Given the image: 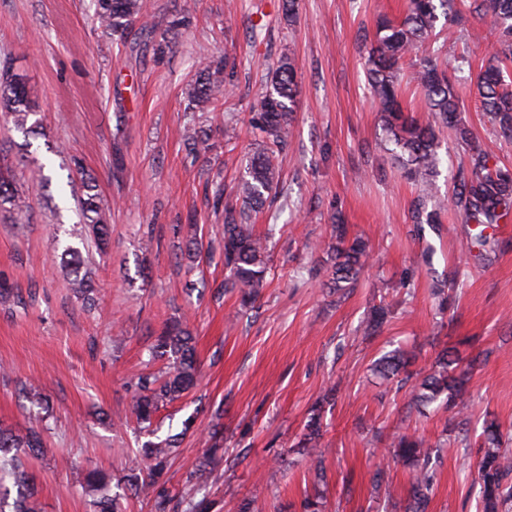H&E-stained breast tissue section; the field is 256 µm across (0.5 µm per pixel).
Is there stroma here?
<instances>
[{
    "instance_id": "35a3bbf8",
    "label": "stroma",
    "mask_w": 512,
    "mask_h": 512,
    "mask_svg": "<svg viewBox=\"0 0 512 512\" xmlns=\"http://www.w3.org/2000/svg\"><path fill=\"white\" fill-rule=\"evenodd\" d=\"M153 3L160 21L190 20L161 61L101 27L94 0H0V63L25 74L42 124L26 137L0 114V144L30 206L29 215L0 220V427L42 436L44 454L31 464L40 512H94L78 470L120 476L146 441L128 382L163 368L149 348L174 317L188 321L201 379L155 419L159 437L185 434L171 489L208 448L220 409L225 447L248 456L214 475V512H237L245 499L254 512H301L313 482L297 443L315 402L337 384L335 404L323 411L322 512H403L407 468H387L381 490L371 483L375 449L402 433L438 447L429 512H477L476 473L462 469V457L479 454L484 417L512 430V235L476 269L466 262L459 216L421 228L411 221L416 189L384 148L363 69L366 34L379 16H400L405 0H299L292 24L282 0ZM435 47L453 67L468 55L475 71L500 49L490 32L468 44L431 39L422 49ZM227 51L238 57L232 98L219 113H188L198 64ZM285 53L301 94L279 159L283 192L255 217V233L269 240V284L246 310L237 294L219 292L224 207L214 192L242 177L254 141L249 112ZM192 122L210 127L213 144L196 161L183 144ZM74 157L109 210V248L84 263L96 289L91 311L71 291V269L53 243L57 229L79 221ZM337 209L370 251L365 276L344 297L326 276L307 273L334 241ZM191 238L201 259L181 252ZM376 294L391 318L367 339L357 328ZM398 346L414 372L455 351L469 377L473 435L459 433L456 410L407 411L406 389L372 375V362ZM480 352L487 360L471 365ZM30 385L49 409L26 394Z\"/></svg>"
}]
</instances>
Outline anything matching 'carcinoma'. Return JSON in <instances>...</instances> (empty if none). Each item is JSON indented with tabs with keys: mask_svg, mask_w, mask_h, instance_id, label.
<instances>
[{
	"mask_svg": "<svg viewBox=\"0 0 512 512\" xmlns=\"http://www.w3.org/2000/svg\"><path fill=\"white\" fill-rule=\"evenodd\" d=\"M147 0H96L97 21L121 38L134 36L138 42L150 44L153 55L161 60L170 52L167 32H157V25L146 20ZM489 24L495 31L500 52L488 58L476 75V88L482 112L494 128L495 138L512 141V80L506 78V62L512 61V0H406V9L397 19L380 18L375 27L365 62L369 89L378 106L386 132L385 144L394 145L391 159L404 177L418 187L412 200L411 214L416 224H440L442 215L452 209L470 226L464 250L477 262H485L496 250L495 225L512 216V167L503 164L494 148L476 141L473 131L460 119L463 102L459 94V78L448 73V66L435 52L425 53L404 72L406 58L436 34L441 27L448 37L473 40L479 33L471 20ZM236 58L226 54L219 62H206L199 67L191 84L188 101L191 108L224 105V97L235 87ZM413 83L425 96L428 117L422 122L404 113L400 100L402 82ZM299 83L292 58L280 56L270 75L269 88L250 118L251 133L257 148L247 160L245 174L236 185L235 201L224 202V291L237 292L242 307H255L267 288V245L253 231V214L268 199L280 193L278 160L292 138L293 112L297 106ZM0 112L8 116L14 128L29 135L38 123L27 125L35 114L26 76L8 65L0 67ZM454 130L456 139L466 146L460 157L453 189L448 197L438 194L435 175L440 165L442 143L439 129ZM188 155L197 159L212 148L210 138L193 127L185 135ZM83 196L80 201V227L74 237L81 244L92 243L103 252L108 245L109 224L104 209L97 201L96 180L80 172ZM28 208L23 191L17 187L13 170L0 169V213L20 214ZM332 276L327 287L342 293L354 287L363 273L369 252L359 238H348L347 227L336 225V245L326 251ZM63 255L70 257L76 269L71 288L87 310L95 308L94 288L86 275L80 274L83 258L79 248L66 245ZM387 323L383 307L373 308L361 327L363 336L380 334ZM151 353L166 360L160 375L141 373L132 381L133 410L142 424H152L159 409L180 399L197 382L198 366L193 336L181 320L165 323L157 333ZM455 360L444 354L428 372L412 374L408 359L394 350L375 363L376 374L385 379L400 378L407 383L416 378L409 391L407 408L419 409L438 401L447 407L465 409L466 374L453 372ZM322 436V406L315 404L304 426L298 447L304 449L313 476V485L326 480L319 442ZM483 448L476 461L463 456V465L477 473L478 500L481 512H502L512 503V454L504 448L512 434L503 432L494 420L483 424ZM214 447L199 459L187 474L185 484L197 493L209 481L215 466L223 459L220 443L224 432L213 425ZM180 438L170 435L158 442L149 441L140 449L117 485L151 504V512H211L213 503L203 497L189 498L187 508L167 487L166 467L177 451ZM43 453L38 431L24 435L0 430V486L12 481L18 490L12 512H35L31 493L34 486L29 459ZM391 461L409 469L410 496L405 512H428L437 475V450L426 441L402 435L388 449ZM81 490L93 498L96 512H120L118 499L111 494L112 475L90 469L83 474Z\"/></svg>",
	"mask_w": 512,
	"mask_h": 512,
	"instance_id": "obj_1",
	"label": "carcinoma"
}]
</instances>
